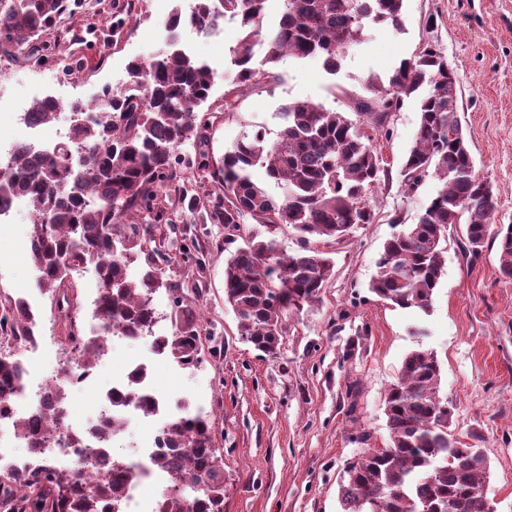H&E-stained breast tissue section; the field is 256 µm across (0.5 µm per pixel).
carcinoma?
I'll return each instance as SVG.
<instances>
[{"label":"carcinoma","mask_w":512,"mask_h":512,"mask_svg":"<svg viewBox=\"0 0 512 512\" xmlns=\"http://www.w3.org/2000/svg\"><path fill=\"white\" fill-rule=\"evenodd\" d=\"M268 0H194L191 11L168 16L170 31L188 24L224 18L239 24L242 36L231 51L233 88L224 96V113L236 109L245 93L271 82L251 66L259 39L266 63L283 57L319 58L334 74L343 50L364 36L369 24L396 31L403 27L404 0H283L277 26L262 36ZM66 0H0V54L13 56L33 44L65 12ZM126 86L95 103L74 101L78 115L65 140L37 155L16 146L0 167V205L27 202L33 223L29 241L39 287L53 296L58 313L68 318L65 275L92 268L100 284L98 312L127 336H143L156 320L152 294L163 282L152 253L145 255L140 278L130 273L138 259L119 235L118 218L152 212L154 188L170 175L174 155L189 140L202 143L208 123L198 106L212 90L215 69L185 50L171 47L148 61L128 63ZM370 96L353 101L355 118L320 104L296 100L284 105L282 126L269 141L262 130L227 147L221 166L211 172L224 189V201L206 209L209 220L240 229L250 219L266 228L291 226L299 246L280 252L273 236H251L224 261V302L236 317L242 339L275 356L285 332V316L320 300L333 274L331 247L353 230L372 222V196L388 170L373 148L374 136L390 134L388 117L406 98L420 114L414 143L402 166L404 185L414 191L429 172L442 187L415 224L388 238L376 262L369 289L401 309L429 313L435 289L446 274L448 228L465 225L460 253L473 260L482 252L495 213L492 187L475 168L455 102L456 78L444 54L429 46L402 60L388 75L365 82ZM55 103L36 101L30 112L42 123L54 119ZM265 169L267 184L253 181L250 170ZM498 272L512 280V224H501ZM0 326L30 342L34 331L23 300L9 306ZM199 334L187 309L183 326L172 336H156L152 347L182 365L197 361ZM104 346L94 337L82 342L80 366L88 367ZM442 365L427 349L403 360L398 379L387 390L384 415L388 441L366 445L347 462L338 484L344 512H486L484 483L489 461L474 442L456 434L454 407L439 394ZM15 356H0V415L9 414L11 396L22 381ZM64 387L55 385L40 414V425L19 417L14 428L29 450L42 455L48 436L67 412ZM155 465L167 476V489L155 512H224V496L204 482H224V454L214 443L212 425L186 410L166 424ZM136 472L115 460L108 475L89 489L79 466L44 464L24 474L0 473V504L9 512H121Z\"/></svg>","instance_id":"1"}]
</instances>
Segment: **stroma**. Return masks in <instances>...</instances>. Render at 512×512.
<instances>
[{
	"instance_id": "1",
	"label": "stroma",
	"mask_w": 512,
	"mask_h": 512,
	"mask_svg": "<svg viewBox=\"0 0 512 512\" xmlns=\"http://www.w3.org/2000/svg\"><path fill=\"white\" fill-rule=\"evenodd\" d=\"M68 4L41 36L43 51L0 56L2 148L59 142L69 129V104L93 102L121 88L130 60L167 49L164 21L174 8H187L188 0ZM239 38L237 24L230 22L217 38L186 27L179 31L180 46L218 71L200 108L213 126L206 146L188 142L177 150L173 176L158 188L154 212L135 218L157 224L161 239L157 266L168 286L152 296L155 334L177 331L180 306L199 318L196 363L187 367L163 357L153 365L151 379L162 398L210 419L215 443L224 450V512H342L338 484L360 449L356 438L365 430L374 447L385 446L384 397L405 355L417 348L435 352L442 363L440 395L456 409L457 433L475 432L484 439L490 463L484 492L494 512H512V280L497 270V241L487 239L480 258L470 264L457 248L463 225L449 228L447 273L429 316L387 305L369 290L382 246L398 229L394 217L415 223L441 186L433 174L412 193L401 182L419 123L415 102L404 100L390 115L389 138L373 142L390 178L373 194L372 223L337 247L334 273L320 301L288 318L274 357L242 340L224 302V261L258 227L245 222L229 240L223 225L206 220V206L223 190L197 165L200 149L221 161L233 141L254 130L275 139L279 112L288 102L308 100L349 111L352 100L365 95L368 77L387 74L433 45L455 74L458 117L476 169L497 198L495 221L512 224V0H404L402 30L371 26L362 43L345 51L336 74L314 58H283L274 68L276 80L243 96L237 112L228 115L224 95L234 69L222 53ZM47 96L61 111L43 132L26 129L21 112ZM32 222L22 202L10 223H0V315L7 299L29 300L43 340L34 367L49 373L61 368L68 332H82L91 318L99 288L92 272H73L77 307L63 320L50 293L38 287L31 256L21 248ZM191 242L198 250L183 258L180 247ZM352 384L358 387L353 398L346 394Z\"/></svg>"
}]
</instances>
